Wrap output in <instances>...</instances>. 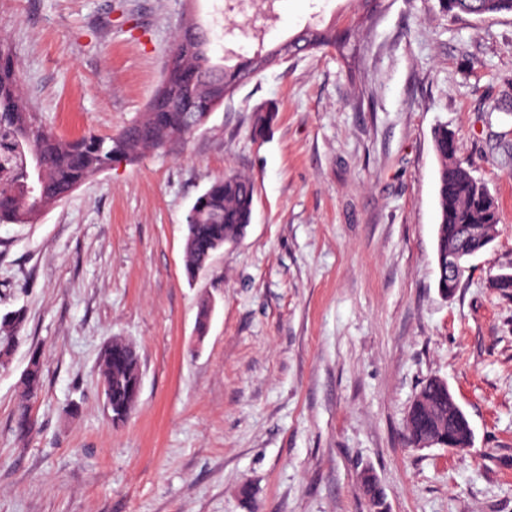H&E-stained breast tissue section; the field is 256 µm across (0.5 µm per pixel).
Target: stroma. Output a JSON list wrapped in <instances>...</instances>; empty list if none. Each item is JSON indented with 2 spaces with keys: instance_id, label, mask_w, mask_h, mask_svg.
<instances>
[{
  "instance_id": "stroma-1",
  "label": "stroma",
  "mask_w": 512,
  "mask_h": 512,
  "mask_svg": "<svg viewBox=\"0 0 512 512\" xmlns=\"http://www.w3.org/2000/svg\"><path fill=\"white\" fill-rule=\"evenodd\" d=\"M224 2L0 0L20 87L66 138L129 125L187 20L211 28L209 54L228 65L309 25L361 23L356 56L279 62L184 142L113 163L37 223L0 224V317L26 315L0 366V512H368L365 467L387 512H512V299L487 286L512 267V15L381 0L370 22L360 0H274L252 25ZM440 124L501 215L448 300L435 288ZM229 172L254 182L253 222L188 283L187 214ZM115 336L142 372L120 426L99 371ZM34 351L43 388L20 438ZM435 375L472 448L407 447L405 411ZM42 387V368L36 361H33L23 380L22 391L14 417V428L19 436L27 435L34 425L29 409V401L42 390Z\"/></svg>"
}]
</instances>
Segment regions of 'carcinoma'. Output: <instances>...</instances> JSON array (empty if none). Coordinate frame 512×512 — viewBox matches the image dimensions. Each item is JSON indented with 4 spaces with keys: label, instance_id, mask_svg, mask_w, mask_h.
Returning a JSON list of instances; mask_svg holds the SVG:
<instances>
[{
    "label": "carcinoma",
    "instance_id": "1",
    "mask_svg": "<svg viewBox=\"0 0 512 512\" xmlns=\"http://www.w3.org/2000/svg\"><path fill=\"white\" fill-rule=\"evenodd\" d=\"M440 8L457 14H512V0H438ZM354 30L341 35L327 30L321 48H332L344 55ZM181 37L169 50L168 67L183 75L184 81L170 87L167 110L148 108L115 136L93 132L76 138H62L50 131L32 111L20 90L10 49L0 41V224H32L49 205L70 196L86 182L91 170L107 168L122 156L129 161L159 150L166 144L186 139L191 132L182 123L183 112L201 116L210 102L206 85L224 79L233 68L209 62L206 72L196 59L180 51ZM276 118L274 108L256 114L251 133L257 139ZM433 150L438 159L437 200L439 224L435 233L436 288L443 296L461 287L466 272L448 279V247L470 257L483 252L489 241L467 227L481 224L492 236L500 223L498 204L485 194L482 182L469 166L457 158L458 138L442 126L434 133ZM255 188L240 174L228 173L212 182L192 205L186 224L184 267L188 277L206 268L214 252L237 243L252 223ZM118 350V359H108L109 350ZM100 373L105 401L114 425L132 414L141 380L140 360L130 343L116 342L104 347ZM43 387V372L32 362L23 380L14 417L18 435H27L34 425L29 401ZM404 429L408 447L415 448L429 439L436 448H469L474 434L469 419L459 408L450 388L429 377L424 380L405 413ZM364 494L371 512H384V499L377 483H367Z\"/></svg>",
    "mask_w": 512,
    "mask_h": 512
}]
</instances>
